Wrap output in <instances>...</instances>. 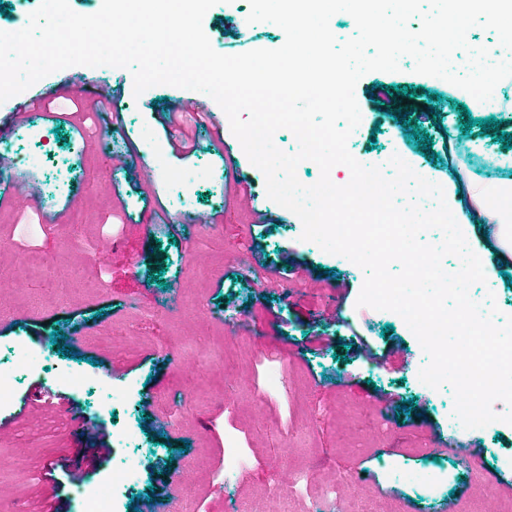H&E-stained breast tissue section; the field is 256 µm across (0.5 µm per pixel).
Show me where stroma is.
<instances>
[{
  "mask_svg": "<svg viewBox=\"0 0 512 512\" xmlns=\"http://www.w3.org/2000/svg\"><path fill=\"white\" fill-rule=\"evenodd\" d=\"M248 13V0L206 13L215 51L239 39L248 51L283 45L279 27L247 25ZM413 66L406 57L400 72L359 80L350 153L381 165L400 155L443 186L462 167L484 181L511 179V168L471 146L502 154L512 113ZM100 78L72 66L0 103V157L39 190L25 207L0 196V307L11 315L0 327V363L26 360L0 405V512H83L87 482L133 456L134 481L115 489L112 512H128L137 495L158 504L187 487L192 512H275L272 488L292 512H354L366 498L377 512L512 504V425L463 428L448 388L420 381L427 357L403 319L358 306L363 271L302 240L300 219L268 199L264 174L229 125L186 126L196 148L182 156L165 117L193 91H128L101 112ZM379 81L398 88L391 106L374 101ZM60 88L68 99L56 98ZM395 107L410 126L394 119ZM469 117L477 124L466 132ZM489 117L498 128L481 129ZM414 125L432 137L431 150L412 138ZM147 154L156 163L146 183ZM254 201L264 223L252 220ZM196 214L211 223H191ZM166 224L174 235L162 233ZM469 242L487 279L471 298L494 294L512 315V259L485 225H474ZM274 267L283 275L272 282ZM155 273L161 283L151 282ZM55 331L81 342L49 363ZM72 412L89 416L110 448L80 482L72 473L87 449L68 430ZM447 441L470 448L471 460L445 450Z\"/></svg>",
  "mask_w": 512,
  "mask_h": 512,
  "instance_id": "1",
  "label": "stroma"
}]
</instances>
